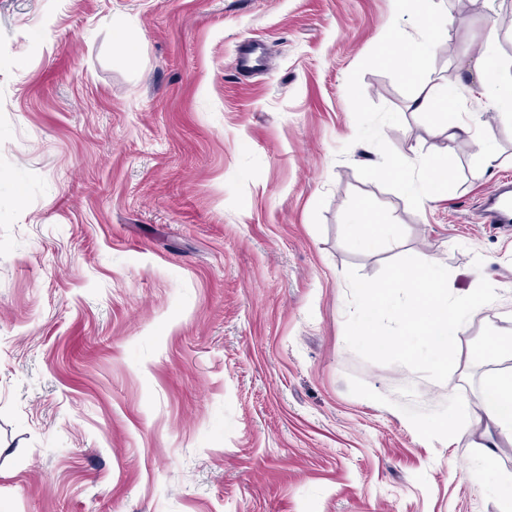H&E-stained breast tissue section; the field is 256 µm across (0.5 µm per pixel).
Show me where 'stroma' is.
<instances>
[{
    "label": "stroma",
    "instance_id": "35a3bbf8",
    "mask_svg": "<svg viewBox=\"0 0 512 512\" xmlns=\"http://www.w3.org/2000/svg\"><path fill=\"white\" fill-rule=\"evenodd\" d=\"M439 3L421 90L459 87L499 159L364 72L385 141L460 170L414 210L359 176L381 153L347 94L394 0H0V512H505L511 436L420 430L512 370L472 355L512 328V227L478 218L512 118L470 66L491 27L512 64V0ZM360 205L389 238L359 243ZM407 255L498 293L442 383L345 341L347 270Z\"/></svg>",
    "mask_w": 512,
    "mask_h": 512
}]
</instances>
